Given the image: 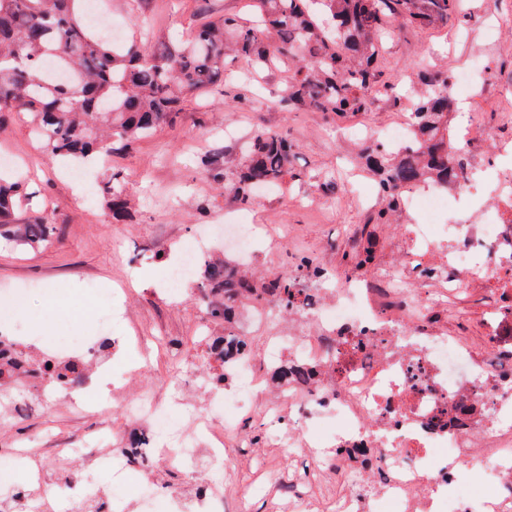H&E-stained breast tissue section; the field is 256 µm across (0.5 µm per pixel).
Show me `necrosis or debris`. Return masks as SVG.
Returning a JSON list of instances; mask_svg holds the SVG:
<instances>
[{"label":"necrosis or debris","mask_w":512,"mask_h":512,"mask_svg":"<svg viewBox=\"0 0 512 512\" xmlns=\"http://www.w3.org/2000/svg\"><path fill=\"white\" fill-rule=\"evenodd\" d=\"M472 173L433 183L423 195L406 190L402 206L443 208L449 196L471 193ZM492 218L483 224H411L398 264L318 289L294 308L308 336H273L260 361L246 358L215 392L205 412L182 419L152 400L127 407L145 423L119 456L99 457L116 486L127 484L137 460L183 464L192 438L210 442L211 476L201 483L193 512L224 504V445L246 412L267 421L266 437L302 460L288 483L292 512H312L308 488L336 481L344 492L321 512H512V173H500L490 193ZM224 236V251L242 267L256 254L252 224L211 225L185 240L169 268L165 300L179 299L204 259L206 236ZM495 284L485 320L488 345L478 350L448 333L449 292ZM311 363L318 372L297 384L279 380L277 396L260 401L257 367ZM479 469L488 488L460 487L462 467Z\"/></svg>","instance_id":"necrosis-or-debris-1"}]
</instances>
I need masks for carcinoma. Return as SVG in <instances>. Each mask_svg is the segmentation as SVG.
Returning <instances> with one entry per match:
<instances>
[{
    "label": "carcinoma",
    "instance_id": "carcinoma-1",
    "mask_svg": "<svg viewBox=\"0 0 512 512\" xmlns=\"http://www.w3.org/2000/svg\"><path fill=\"white\" fill-rule=\"evenodd\" d=\"M260 20L248 24L235 16L208 18L187 42L170 38L147 51L134 40L115 43L91 25L84 0H0V115H28L32 134L44 152L64 161L87 162L99 153L117 152L173 123L187 100L224 86V68L237 58L256 69L288 61L289 80L280 99L289 111L312 109L331 120L372 110L374 91L386 86L378 66L380 36L398 20L417 27L448 22L458 0H256ZM410 112L415 128L408 150L388 151L371 143L363 160L373 173L381 200L373 223L391 224L403 189L448 171L464 175L465 159L448 122V73L427 72ZM294 144L281 130L259 129L239 160L227 165L216 155L199 157V168L224 186L240 208L255 202L261 186L281 187L299 174L290 168ZM28 195L22 183L0 178V239L39 249L56 234L46 216L17 224L13 210ZM112 222L133 218L134 203L120 173L102 188ZM376 249L370 240L342 256L346 273L371 269ZM298 275L314 281L328 277L316 257H295ZM199 284L207 314L224 325V335L207 344L210 363L220 369L211 378L221 386L224 372L240 350L228 341L245 299L274 295L288 306L301 299L293 276L257 279L230 260L207 259ZM53 387L74 388L84 381L79 361L43 354L31 358L23 348L12 362L0 363V386L17 374Z\"/></svg>",
    "mask_w": 512,
    "mask_h": 512
}]
</instances>
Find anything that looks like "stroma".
I'll return each mask as SVG.
<instances>
[{
  "label": "stroma",
  "instance_id": "1",
  "mask_svg": "<svg viewBox=\"0 0 512 512\" xmlns=\"http://www.w3.org/2000/svg\"><path fill=\"white\" fill-rule=\"evenodd\" d=\"M108 19L123 23L144 49H152L159 30L176 40L188 39L202 16L250 17L251 0H103ZM463 19L420 28L397 23L383 41L381 65L394 91L378 94L372 112L353 118L356 126L382 131L405 121V95L423 71L470 68L476 52L489 63L470 69L469 88L453 93L454 103H467L480 113L488 129L512 137V33L499 30V20L512 21V0H463ZM288 83V67L280 63L259 73L246 63L232 68L223 90L187 102L174 124L164 125L131 148L85 167L82 180L65 176L62 165L41 152L30 133L26 115L12 114L0 122V156H10L14 176L38 192L15 209L17 218L48 211L57 226L54 242L32 251L0 240V289L35 284L61 291L66 303L44 316L39 297L30 306L36 314L24 325L28 336H91L92 315L77 312L76 302L86 284L112 294L126 312L124 333L145 339L149 364L136 369L120 387L125 395L163 394L164 383L175 371L174 354L193 359L197 372L214 376L204 357L207 346L199 331L206 306L196 288H183L179 302L162 301L168 268L181 242L206 224L248 223L280 236L276 245L258 242L256 274L274 269L289 274L301 252L316 255L336 269L344 252L366 238L377 245L378 265L395 261L393 242L401 240L406 225L422 221L420 213L401 212L394 223L374 225L378 208L372 180L356 165L361 143L345 139V125L315 111L290 112L278 100ZM287 132L295 145L292 161L301 178L287 190L273 191L248 212L225 196L223 189L196 165V154L210 152L226 161L238 157L242 143L257 128ZM121 171L125 187L138 209L126 224L113 223L102 206L101 188L113 171ZM493 296L492 285L471 287L450 304L448 332L483 345L481 326ZM134 424L120 404L103 411L82 412L61 400L50 408L33 407L0 425V449L15 447L20 439L34 441L46 463L38 498L11 497L8 512H71L66 478L83 479L84 496L94 512H108L117 491L112 477L97 467L96 452L88 444L100 429L108 437L101 449L114 451ZM246 448L229 447L224 472V498L239 492L251 498L252 512H289L288 494L269 497L255 477L256 465L287 474L288 456L271 447L262 434L259 417L245 420ZM81 449L78 457L70 449Z\"/></svg>",
  "mask_w": 512,
  "mask_h": 512
}]
</instances>
